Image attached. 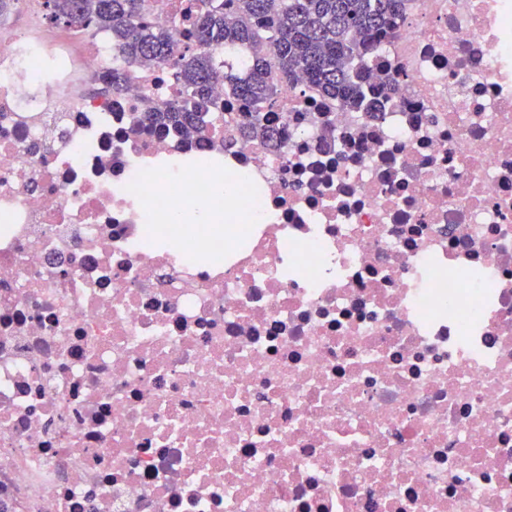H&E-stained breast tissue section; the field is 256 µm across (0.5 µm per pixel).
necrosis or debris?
<instances>
[{
    "instance_id": "4bbe7bcc",
    "label": "necrosis or debris",
    "mask_w": 512,
    "mask_h": 512,
    "mask_svg": "<svg viewBox=\"0 0 512 512\" xmlns=\"http://www.w3.org/2000/svg\"><path fill=\"white\" fill-rule=\"evenodd\" d=\"M0 24L11 512H512V0H405L352 109ZM198 0H148L187 44ZM122 93L94 94L113 69ZM260 111L278 147L243 139ZM244 182L275 221L200 224Z\"/></svg>"
}]
</instances>
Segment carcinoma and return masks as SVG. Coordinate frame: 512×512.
I'll return each instance as SVG.
<instances>
[{
    "mask_svg": "<svg viewBox=\"0 0 512 512\" xmlns=\"http://www.w3.org/2000/svg\"><path fill=\"white\" fill-rule=\"evenodd\" d=\"M47 17L78 32L116 40L129 60L171 61L192 106L168 105L144 113L149 126L203 130L201 111L214 82L238 96L273 104L278 85L304 77L350 108L366 98L370 75L358 38L395 26L404 0H201L193 43L182 48L166 25L144 13V0H43ZM250 137L273 138L254 112Z\"/></svg>",
    "mask_w": 512,
    "mask_h": 512,
    "instance_id": "carcinoma-1",
    "label": "carcinoma"
}]
</instances>
